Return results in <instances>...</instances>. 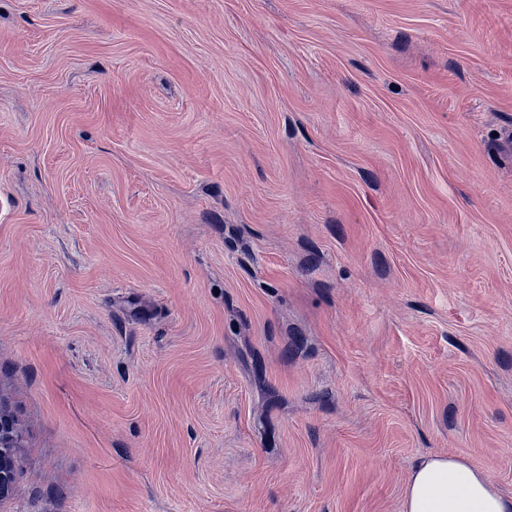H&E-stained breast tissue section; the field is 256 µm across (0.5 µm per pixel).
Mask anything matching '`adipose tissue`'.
<instances>
[{"label": "adipose tissue", "instance_id": "adipose-tissue-1", "mask_svg": "<svg viewBox=\"0 0 512 512\" xmlns=\"http://www.w3.org/2000/svg\"><path fill=\"white\" fill-rule=\"evenodd\" d=\"M401 512H512V495L470 459L433 453L412 465Z\"/></svg>", "mask_w": 512, "mask_h": 512}]
</instances>
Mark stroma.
<instances>
[{
	"label": "stroma",
	"instance_id": "35a3bbf8",
	"mask_svg": "<svg viewBox=\"0 0 512 512\" xmlns=\"http://www.w3.org/2000/svg\"><path fill=\"white\" fill-rule=\"evenodd\" d=\"M512 0H0V512L512 493ZM15 434L9 416L0 409V492L11 488L16 478L17 467L3 448H15ZM401 512H512V495L470 459L433 453L412 465Z\"/></svg>",
	"mask_w": 512,
	"mask_h": 512
}]
</instances>
